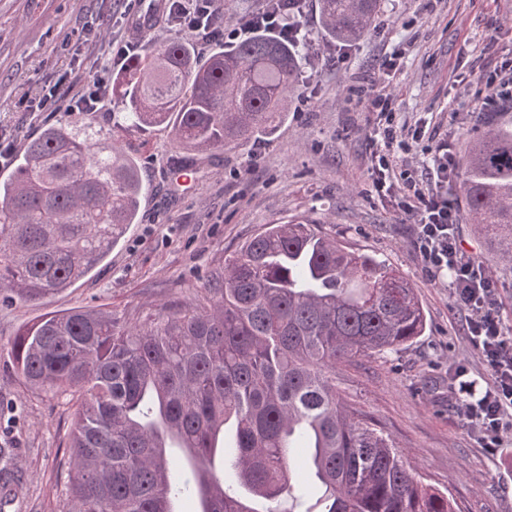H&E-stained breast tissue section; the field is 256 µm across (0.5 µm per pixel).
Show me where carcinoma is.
Wrapping results in <instances>:
<instances>
[{"label":"carcinoma","instance_id":"1","mask_svg":"<svg viewBox=\"0 0 512 512\" xmlns=\"http://www.w3.org/2000/svg\"><path fill=\"white\" fill-rule=\"evenodd\" d=\"M381 3L318 9L328 36L350 44ZM300 62L264 34L204 65L192 42L162 43L113 93L129 99L131 125L169 128L187 152L238 148L283 123ZM461 191L466 218L512 259V128L492 121L467 147ZM141 192L137 160L111 134L46 128L0 182V296L42 300L87 276L135 223ZM425 328L402 273L290 220L265 225L187 304L133 327L104 311L51 314L17 335L12 355L27 384L79 405L61 512H166L161 497L191 493L200 512H258L250 500L291 492L296 448L324 488L308 512H455L336 392L337 366Z\"/></svg>","mask_w":512,"mask_h":512}]
</instances>
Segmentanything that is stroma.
<instances>
[{"label":"stroma","mask_w":512,"mask_h":512,"mask_svg":"<svg viewBox=\"0 0 512 512\" xmlns=\"http://www.w3.org/2000/svg\"><path fill=\"white\" fill-rule=\"evenodd\" d=\"M134 16L127 0H0V132L20 150L45 126L93 125L137 159L144 182L136 224L89 276L42 300L0 301V448L12 449L15 462L11 491L0 488V512H58L71 454L73 407L27 386L11 356L25 326L78 307L130 323L189 302L262 225L297 217L402 272L426 315L424 333L406 345L338 366L337 393L366 411L457 512H512V444L489 453L460 416L454 391L462 380L484 391L490 373L465 312L414 247L401 194L381 200L370 191L365 134L378 117L356 98L373 70L396 57L391 108L397 122L422 130L413 154L444 139L461 162L489 121L512 123L511 103L474 111L478 86L456 79L468 69L489 77L512 70V0H384L368 35L346 46L326 36L317 0H306L311 51L287 119L269 139L205 153L198 166L175 150L168 128L116 129L124 110L118 98L99 112L71 111L64 97L55 111L32 109L44 90L65 89L77 75L114 86L125 68L99 65L112 43L137 42L143 59L158 44L184 38L164 24L138 33ZM458 231L466 251L491 271L495 309L512 330V265L477 225L463 219Z\"/></svg>","instance_id":"35a3bbf8"}]
</instances>
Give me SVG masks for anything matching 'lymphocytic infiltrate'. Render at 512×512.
Wrapping results in <instances>:
<instances>
[{
  "label": "lymphocytic infiltrate",
  "instance_id": "obj_1",
  "mask_svg": "<svg viewBox=\"0 0 512 512\" xmlns=\"http://www.w3.org/2000/svg\"><path fill=\"white\" fill-rule=\"evenodd\" d=\"M215 0H169L174 9L173 27L203 39L221 34L233 45L263 33L300 46L301 0H263L262 7L213 31ZM393 62L383 63L361 95L363 108L378 113L381 121L369 134L372 148L371 187L377 196L394 189L398 138L395 115L390 109L389 73ZM426 180L417 182L403 175L406 199L400 210L403 220L415 226L414 246L427 271L435 277L449 276L454 302L467 314L468 332L486 358L493 383L484 393L473 385L458 389L459 413L489 439L490 450H499L504 435L512 433V336L505 331L494 310V281L489 269L464 250L457 232L458 219L446 186L455 172L447 141L436 142L421 161Z\"/></svg>",
  "mask_w": 512,
  "mask_h": 512
}]
</instances>
